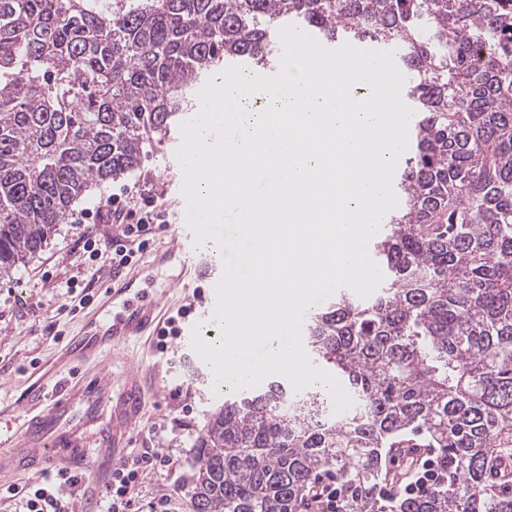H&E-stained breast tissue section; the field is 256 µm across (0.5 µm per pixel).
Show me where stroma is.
I'll return each mask as SVG.
<instances>
[{"label":"stroma","instance_id":"1","mask_svg":"<svg viewBox=\"0 0 512 512\" xmlns=\"http://www.w3.org/2000/svg\"><path fill=\"white\" fill-rule=\"evenodd\" d=\"M179 144L180 134L175 131L169 140L147 145L138 169L121 180L96 187L75 204V211L96 208L120 185L131 186L147 178L163 189L160 204L172 213L173 224H182V172L175 156ZM90 231L109 236L116 227L70 222L58 225L38 253L20 264L11 277L0 279V416L4 419L20 418L21 401L41 389H53L60 381L55 365L64 339L80 330L79 302L85 290L93 291L99 286V272L84 264L81 251L82 238ZM166 241L164 234H156L150 250L136 259L148 274L145 286L150 294L163 295L164 315L192 305L191 321L202 323V336H209L217 324L206 319L208 303L193 302L191 296L173 285L180 271L179 263L154 261L155 251ZM72 276L78 278L80 286L69 293L60 283ZM51 321L61 331L62 341L43 335L44 325ZM124 354L141 364L149 397L128 446L120 449L119 455L127 459L145 448H163L173 460L169 467L150 474L142 485L140 512H158L163 497L170 499L172 512H188L186 492L195 465L196 441L224 395L214 392L210 369L192 349L183 347L180 339H172L169 352L162 353L156 347L155 337H146L129 344ZM77 470L83 473L84 480L75 508L77 512H98L112 468L91 461L79 464Z\"/></svg>","mask_w":512,"mask_h":512}]
</instances>
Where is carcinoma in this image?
I'll return each instance as SVG.
<instances>
[{"instance_id": "cac0c4a2", "label": "carcinoma", "mask_w": 512, "mask_h": 512, "mask_svg": "<svg viewBox=\"0 0 512 512\" xmlns=\"http://www.w3.org/2000/svg\"><path fill=\"white\" fill-rule=\"evenodd\" d=\"M405 48L409 152L375 235L384 281L308 320L324 386L224 396L189 512H301L319 474L343 512H512V0H0V279L97 185L170 137L194 81L278 60V29ZM388 448H437L453 481L382 500Z\"/></svg>"}]
</instances>
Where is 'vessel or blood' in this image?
I'll return each mask as SVG.
<instances>
[{
    "mask_svg": "<svg viewBox=\"0 0 512 512\" xmlns=\"http://www.w3.org/2000/svg\"><path fill=\"white\" fill-rule=\"evenodd\" d=\"M196 249L189 229L173 231L162 260L180 259L182 273L176 287L192 285ZM141 271L106 274L104 299L98 314H87L81 334L72 337L60 359V369L76 371L79 365L97 362L92 378L65 380L38 413H25L17 431L0 427V485L17 473L36 478L67 461L84 462L120 447L138 423L145 405L140 366L126 362L121 373L112 365L121 359L122 345L146 336L159 321L162 300L141 286Z\"/></svg>",
    "mask_w": 512,
    "mask_h": 512,
    "instance_id": "obj_1",
    "label": "vessel or blood"
}]
</instances>
